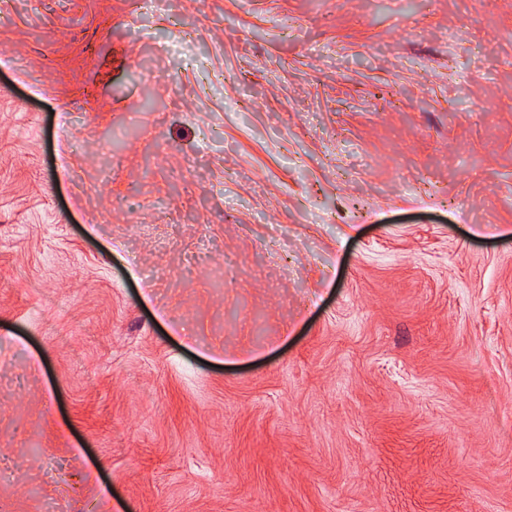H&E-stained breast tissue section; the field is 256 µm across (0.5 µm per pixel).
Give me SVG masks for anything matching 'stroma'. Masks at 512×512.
I'll return each instance as SVG.
<instances>
[{"instance_id":"35a3bbf8","label":"stroma","mask_w":512,"mask_h":512,"mask_svg":"<svg viewBox=\"0 0 512 512\" xmlns=\"http://www.w3.org/2000/svg\"><path fill=\"white\" fill-rule=\"evenodd\" d=\"M0 512H512V0H0Z\"/></svg>"}]
</instances>
